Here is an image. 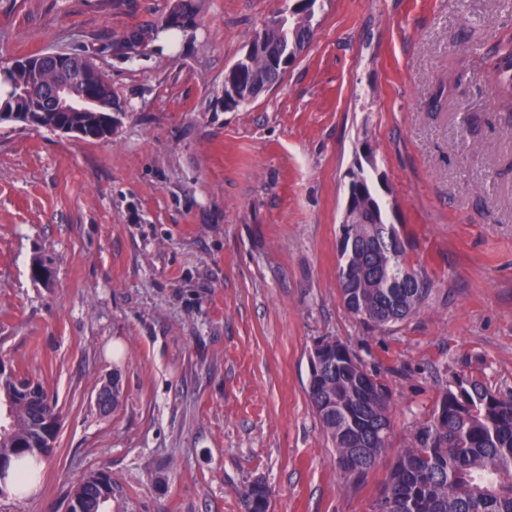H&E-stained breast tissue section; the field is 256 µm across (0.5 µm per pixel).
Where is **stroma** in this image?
Returning a JSON list of instances; mask_svg holds the SVG:
<instances>
[{"instance_id":"35a3bbf8","label":"stroma","mask_w":512,"mask_h":512,"mask_svg":"<svg viewBox=\"0 0 512 512\" xmlns=\"http://www.w3.org/2000/svg\"><path fill=\"white\" fill-rule=\"evenodd\" d=\"M177 2L0 0V67L79 54L122 107L106 139L0 123V359L60 413L35 489L0 493V512H66L101 470L105 512H244L257 478L269 512H373L448 385L472 374L512 394V127L485 58L512 0H318L310 46L234 109L225 72L296 0H188L177 43L120 47ZM365 143L386 220L434 282L382 330L348 313L337 279ZM325 337L392 394L390 446L361 486L307 394ZM100 472L102 473V476H103L104 489L101 487L102 484L97 479L98 478L97 477L98 474H95L93 476L94 478H90L88 480V482H87L88 485L97 484V487L101 490L100 491L99 489H97L98 496L101 495V492L104 493V490H105L106 495H107L106 500L104 502H102V503H99V501L96 500L95 512H100L101 506L105 502H107L110 499H112V476L108 472H105V471H100ZM85 482H86V478L81 480L79 483H77L73 492H76V491H78L79 488H82V492L84 494L93 493L92 489ZM84 494H81L80 496H77L76 494H73V496L71 497V502L68 503V507H67L66 511L67 512H74V511H71L72 510L71 509V504H72L76 508V512H87V511H82L83 506H84L83 503H84V500H85Z\"/></svg>"}]
</instances>
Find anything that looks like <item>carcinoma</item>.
<instances>
[{"label":"carcinoma","mask_w":512,"mask_h":512,"mask_svg":"<svg viewBox=\"0 0 512 512\" xmlns=\"http://www.w3.org/2000/svg\"><path fill=\"white\" fill-rule=\"evenodd\" d=\"M317 0H301L291 12L255 35L251 46L264 49L240 60L238 85L247 88L258 76L277 82L286 68L310 44ZM188 4L173 8L164 22L148 34L132 33L123 46L138 47L145 37L193 24ZM490 74L511 111L512 34L488 52ZM56 77L53 58L32 55L0 70V102L30 112V125L54 130L80 125L86 137L112 135V88L96 68H86L77 82L84 99L81 112H43L49 103L35 102L29 89L50 86ZM356 178L357 224L347 225L339 242V284L344 306L355 318L383 329L418 312L430 298L434 282L427 272L409 264L406 247L397 243L398 230L385 220L380 200L363 167ZM331 360L310 370L308 395L328 441L336 451L338 469L356 484L363 483L389 447L386 434L389 388L380 383L371 392L369 372L345 344L334 345ZM12 397L11 428L0 430V457L19 462L24 469L47 455L55 440L42 422L43 412L54 413L42 385L15 374L0 372V399ZM382 495L397 512H512V396H501L472 378L445 390L427 422L414 434L393 464ZM245 512H267L268 491L255 479L243 492Z\"/></svg>","instance_id":"carcinoma-1"}]
</instances>
